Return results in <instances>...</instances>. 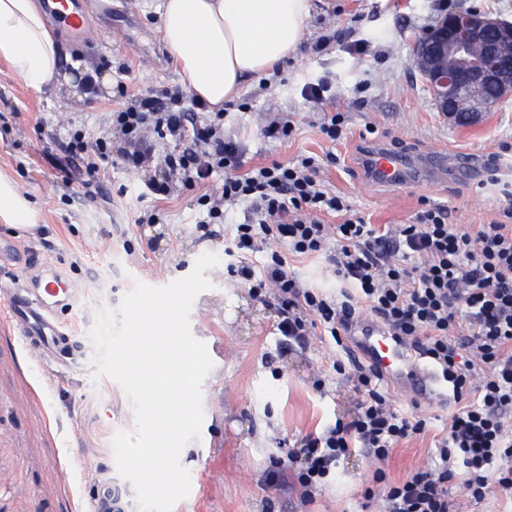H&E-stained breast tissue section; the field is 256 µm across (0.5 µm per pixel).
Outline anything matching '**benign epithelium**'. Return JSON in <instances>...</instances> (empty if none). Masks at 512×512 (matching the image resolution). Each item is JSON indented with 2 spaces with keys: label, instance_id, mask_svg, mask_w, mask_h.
I'll use <instances>...</instances> for the list:
<instances>
[{
  "label": "benign epithelium",
  "instance_id": "benign-epithelium-1",
  "mask_svg": "<svg viewBox=\"0 0 512 512\" xmlns=\"http://www.w3.org/2000/svg\"><path fill=\"white\" fill-rule=\"evenodd\" d=\"M413 65L439 112L476 125L493 106L487 86L512 91V26L475 9L450 12L416 39Z\"/></svg>",
  "mask_w": 512,
  "mask_h": 512
}]
</instances>
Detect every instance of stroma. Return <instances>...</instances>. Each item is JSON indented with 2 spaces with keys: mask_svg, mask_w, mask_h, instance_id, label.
<instances>
[{
  "mask_svg": "<svg viewBox=\"0 0 512 512\" xmlns=\"http://www.w3.org/2000/svg\"><path fill=\"white\" fill-rule=\"evenodd\" d=\"M158 0H112L105 14L87 17L88 41L72 39L52 24L62 52L83 59L110 83L163 89L181 85L177 63L161 41ZM306 32L295 54L274 73L253 78L224 107V133L242 143L244 165L273 160H318L329 191L345 198L371 224H404L430 201L448 207L460 227L487 223L512 203V94L475 126L455 125L437 112L432 93L412 63L414 39L441 16L477 7L512 24V0H310ZM370 43L358 53L353 43ZM326 78L333 98L304 100L307 83ZM123 102L109 90L78 99L66 92L36 91L0 60V174L33 205L35 225L0 222V234L20 250L57 265L75 284L79 301L59 315L84 347L96 308L117 307L134 281L163 287L189 275L197 259L218 255L206 270L210 290L197 296L190 314L192 335L203 342L214 366L202 384L204 419L198 439L183 448L180 462L191 490L173 512H379L366 499L373 463L361 455L341 462L316 491L301 488L282 462L306 434L350 421L358 396L345 371L349 350L314 340L310 348L279 347L277 312L228 276L223 225L201 237L206 210L198 191L137 201L135 176L119 160L86 177L65 172L61 149L72 124L100 131ZM342 112L344 133L336 141L320 132L323 113ZM274 112L294 122L290 139L263 138L260 128ZM399 147L420 158H501L500 182L464 180L447 171L421 182L374 184L366 168L370 146ZM126 196H118L119 186ZM290 268L308 287L339 295L343 284L324 257H294ZM0 299V512H83L98 490L121 489L125 512H138L134 489L116 470L113 440L133 430L132 405L110 377H94L90 363L59 368L27 347L7 327ZM342 372H335L333 362ZM324 376L325 390L313 381ZM401 412L424 417L427 427L403 443L385 467L390 481L431 463L452 406L427 407L391 389Z\"/></svg>",
  "mask_w": 512,
  "mask_h": 512,
  "instance_id": "obj_1",
  "label": "stroma"
}]
</instances>
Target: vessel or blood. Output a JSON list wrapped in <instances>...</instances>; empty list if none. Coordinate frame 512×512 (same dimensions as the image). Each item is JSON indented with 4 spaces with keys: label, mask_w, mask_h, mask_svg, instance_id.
Returning a JSON list of instances; mask_svg holds the SVG:
<instances>
[{
    "label": "vessel or blood",
    "mask_w": 512,
    "mask_h": 512,
    "mask_svg": "<svg viewBox=\"0 0 512 512\" xmlns=\"http://www.w3.org/2000/svg\"><path fill=\"white\" fill-rule=\"evenodd\" d=\"M111 0H54L56 19L75 38L85 37L88 8L106 11ZM442 152L431 153L425 161L377 147L368 155V168L375 184L390 186L427 177L429 171L447 165ZM15 260L25 275L19 287L1 291L8 310L9 323L25 343L67 345L70 338L58 323V312L74 304L70 281L54 265L37 264L21 255L16 243L0 239V258ZM352 351L367 360L384 380L397 388H408L415 400L438 405L447 403L449 388L441 374L414 351L406 348L380 323L363 320L353 330Z\"/></svg>",
    "instance_id": "obj_1"
}]
</instances>
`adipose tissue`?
Returning <instances> with one entry per match:
<instances>
[{"instance_id": "1", "label": "adipose tissue", "mask_w": 512, "mask_h": 512, "mask_svg": "<svg viewBox=\"0 0 512 512\" xmlns=\"http://www.w3.org/2000/svg\"><path fill=\"white\" fill-rule=\"evenodd\" d=\"M161 40L188 89L212 110L236 99L244 83L272 73L294 54L309 0H160ZM62 49L37 0H0V59L35 89L73 85ZM0 222L30 228L34 210L16 185L0 176Z\"/></svg>"}]
</instances>
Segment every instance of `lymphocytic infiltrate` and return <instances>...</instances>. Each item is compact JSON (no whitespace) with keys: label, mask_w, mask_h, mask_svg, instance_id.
Masks as SVG:
<instances>
[{"label":"lymphocytic infiltrate","mask_w":512,"mask_h":512,"mask_svg":"<svg viewBox=\"0 0 512 512\" xmlns=\"http://www.w3.org/2000/svg\"><path fill=\"white\" fill-rule=\"evenodd\" d=\"M118 93L126 102L99 134L74 130L64 146L70 165L87 176L118 155L149 195L169 198L201 189L211 223L244 206L228 250L227 272L278 305L282 348H305L315 328L335 345L362 310L439 368L458 405L439 441V461L398 482L383 466L399 444L424 434V418L397 411L381 375L355 364L351 381L360 395L347 422L303 437L287 466L311 497L333 467L356 452L378 463L367 498L383 512H464L493 489H512V206L477 229L458 228L444 206L426 205L407 224L379 226L352 214L342 196L328 191L313 157L244 168L239 145L224 135V115L189 99L179 87ZM180 143L177 151L166 142ZM221 186L212 187L216 171ZM340 215L337 224L327 216ZM264 252L254 266L249 258ZM328 254L348 291L334 298L304 287L289 269L290 257ZM461 482L464 502L449 486Z\"/></svg>","instance_id":"obj_1"}]
</instances>
